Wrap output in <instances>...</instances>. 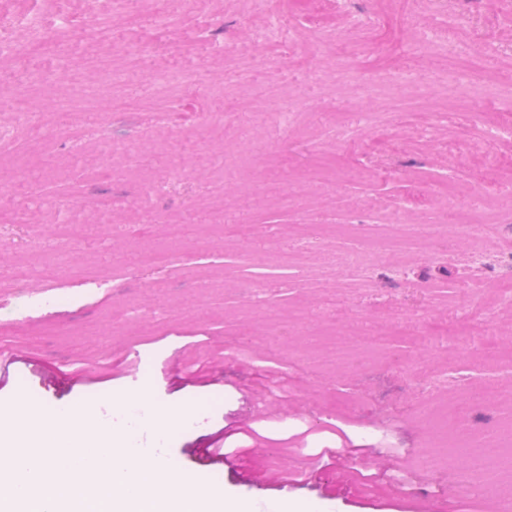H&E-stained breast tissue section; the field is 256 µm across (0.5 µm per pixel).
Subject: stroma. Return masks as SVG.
<instances>
[{"instance_id":"stroma-1","label":"stroma","mask_w":512,"mask_h":512,"mask_svg":"<svg viewBox=\"0 0 512 512\" xmlns=\"http://www.w3.org/2000/svg\"><path fill=\"white\" fill-rule=\"evenodd\" d=\"M288 20L279 44L253 39L264 18L251 0H101V31L84 32V0H0V12L66 15L57 43L0 65V124L32 113L0 151V348L14 352L0 400L41 413L86 407L114 427L112 399L146 391L157 410L191 408L185 427L139 443L182 469L223 483L234 499L319 502L324 512H404L419 494L447 505L457 484L492 512L512 500V143L486 147L469 116L512 123V0H275ZM376 15L365 31L354 16ZM463 18L458 43L481 52L492 85L464 74L434 79L438 61L414 53L417 29ZM121 82L97 83L105 68ZM403 71L425 86L393 87ZM189 73L177 97L155 74ZM462 100L452 124L415 126ZM289 109L299 133L266 157L257 116ZM224 128L204 131L200 114ZM374 113L375 125L337 140L330 113ZM182 175L142 210L145 182ZM486 192L496 227L482 229L469 192ZM203 228L173 242L166 222ZM467 222L460 231L459 222ZM66 225L65 251L56 227ZM408 232L403 252L384 239ZM165 249L168 265L140 264ZM487 264L474 272L470 257ZM291 322L269 321L265 307ZM345 342L341 358L323 345ZM348 425L381 458L368 493L318 461ZM252 447L246 463L275 475L317 464L313 479L256 490L196 450L222 433ZM502 449L497 478H476L470 443ZM441 452L437 467L424 459Z\"/></svg>"}]
</instances>
